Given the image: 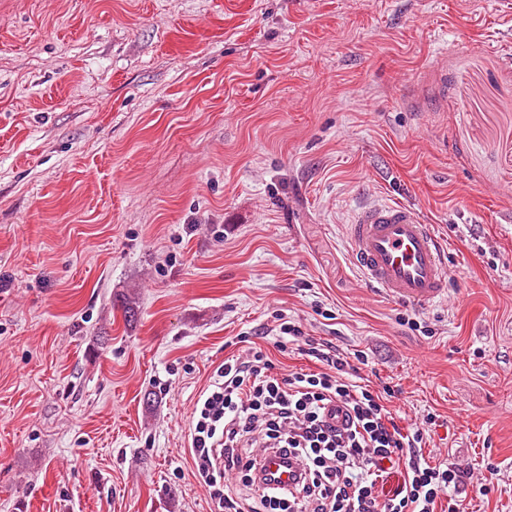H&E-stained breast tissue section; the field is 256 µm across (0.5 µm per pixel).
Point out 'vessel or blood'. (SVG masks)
Segmentation results:
<instances>
[{
  "instance_id": "b4317fda",
  "label": "vessel or blood",
  "mask_w": 512,
  "mask_h": 512,
  "mask_svg": "<svg viewBox=\"0 0 512 512\" xmlns=\"http://www.w3.org/2000/svg\"><path fill=\"white\" fill-rule=\"evenodd\" d=\"M354 263L370 287L398 301L432 304L448 291V264L415 207L385 201L358 210L348 231Z\"/></svg>"
}]
</instances>
